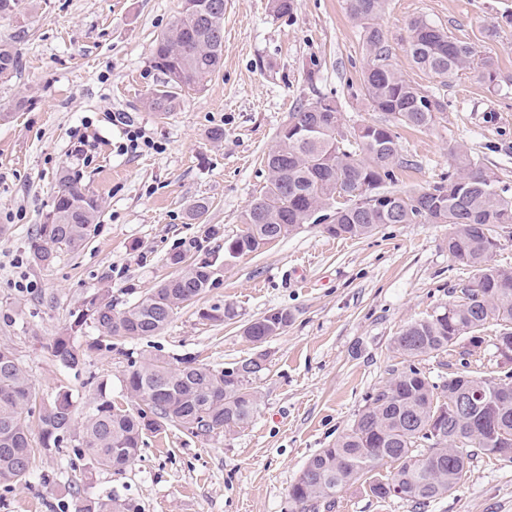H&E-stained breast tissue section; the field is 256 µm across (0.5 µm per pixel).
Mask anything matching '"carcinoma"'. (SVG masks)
Instances as JSON below:
<instances>
[{"mask_svg": "<svg viewBox=\"0 0 512 512\" xmlns=\"http://www.w3.org/2000/svg\"><path fill=\"white\" fill-rule=\"evenodd\" d=\"M388 0H345L360 24L373 60L363 75L362 91L369 107L386 116L382 123L346 133L336 100L319 97L301 104L268 154L269 182L242 216L245 230L224 246V256L252 253L268 238L280 239L304 224H316L321 212L333 210L327 233L360 238L382 224H450L448 254L474 272L463 303H453L410 324L395 337L397 351L411 364L395 373L366 400L350 429L329 448L308 459L289 490L301 510L317 509L344 486L363 481L381 500L397 498L415 509L441 498L467 475L474 448L487 456L512 460V374L503 377L454 374L436 384L413 361L440 354L462 343L467 354L481 347L490 322L500 329L490 337L495 352L512 351V269L490 263L499 248V229L512 224V197L495 174L457 145L449 147L455 163L441 181L420 191L386 188L396 171L411 166L402 153L394 127L417 130L433 126L444 103L406 79L387 63L389 50L377 20ZM407 53L426 75L447 80L471 67L493 80V63L474 46L448 35L423 17L409 23ZM224 56V0H184L182 11L161 33L150 63L162 73L160 88L147 98L150 111L169 113L181 92L203 86L219 71ZM19 67L17 52L0 46V78ZM369 198L368 207L349 205ZM100 210L99 198L80 179L67 173L51 209L36 225L29 244L37 267L54 264L63 251L78 249L91 234ZM220 261L200 259L180 266L145 299L124 308L104 291L87 295L70 331L50 344L66 369L79 366L83 354L74 333L86 326L98 332L87 350L112 352V340L155 336L177 310L192 304L213 287ZM290 314L277 310L246 325L247 337H273L288 326ZM239 363L222 370L182 359L173 365L162 357L129 360L123 383L138 401L152 399L151 416L112 402L98 386V396L80 423L73 418L69 393L37 400L32 380L15 351L0 344V486L27 483L35 452L73 442L79 470L69 484L76 512H135L131 503H110L86 495L83 484L98 469L123 471L134 463L143 438L174 428L205 437L242 428L257 409L248 381H236ZM385 463L393 471L377 477Z\"/></svg>", "mask_w": 512, "mask_h": 512, "instance_id": "carcinoma-1", "label": "carcinoma"}]
</instances>
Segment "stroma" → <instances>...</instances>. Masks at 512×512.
<instances>
[{
  "instance_id": "obj_1",
  "label": "stroma",
  "mask_w": 512,
  "mask_h": 512,
  "mask_svg": "<svg viewBox=\"0 0 512 512\" xmlns=\"http://www.w3.org/2000/svg\"><path fill=\"white\" fill-rule=\"evenodd\" d=\"M182 5L25 0L19 14L0 17V45L20 59L0 80V342L18 354L38 398L69 392L81 413L101 383L135 408L123 385L132 357H189L215 369L264 358L266 370L249 381L258 409L248 425L211 437L147 435L126 472L97 471L86 492L133 503L137 512H298L288 491L305 462L332 446L368 396L406 366L395 336L458 301L472 274L449 257L445 224H386L360 239L306 224L232 259L215 288L160 334L86 355L78 370L62 368L50 344L86 294L106 288L117 306L140 301L173 273L171 256L191 261L223 251L242 231L245 209L269 179L265 158L295 107L335 98L348 130L381 118L360 90L368 53L344 0H294L283 17L269 0H224L221 70L183 93L174 112H150L146 99L163 80L150 64L152 42ZM417 16L491 59L494 83L469 69L445 85L419 71L406 52ZM379 24L392 66L446 105L431 129L398 127L413 162L399 172L398 188L438 182L449 146L460 145L512 196V0H389ZM118 114L144 133L137 150H122ZM216 128L224 131L218 141L209 137ZM81 140L84 160L72 155ZM64 168L82 177L101 213L84 246L40 268L28 244ZM200 200L208 210L197 219L191 207ZM24 282L31 291L21 290ZM227 305L234 319H207ZM278 309L291 315L279 336L262 344L244 336L247 323ZM418 366L436 383L462 371L512 373L489 346L470 356L458 346ZM72 456L68 446L36 454L27 486L0 487V512H73ZM317 512L412 509L357 482ZM424 512H512V462L475 454L464 482Z\"/></svg>"
}]
</instances>
